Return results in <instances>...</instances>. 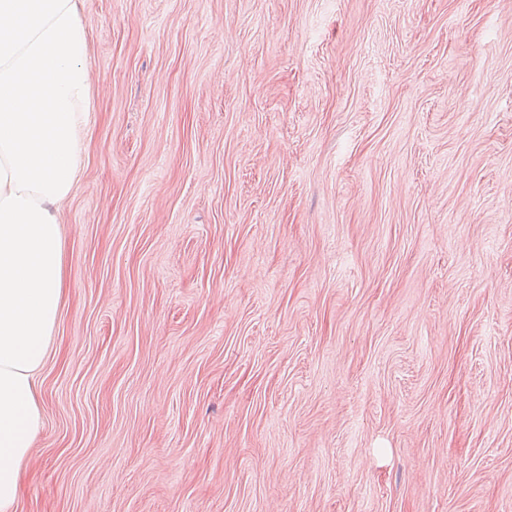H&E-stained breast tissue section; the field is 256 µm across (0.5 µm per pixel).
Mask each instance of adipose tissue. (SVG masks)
<instances>
[{"label":"adipose tissue","mask_w":512,"mask_h":512,"mask_svg":"<svg viewBox=\"0 0 512 512\" xmlns=\"http://www.w3.org/2000/svg\"><path fill=\"white\" fill-rule=\"evenodd\" d=\"M79 0H0V512H16L44 427L39 377L65 301L61 207L93 89Z\"/></svg>","instance_id":"adipose-tissue-1"}]
</instances>
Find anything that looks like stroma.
Returning a JSON list of instances; mask_svg holds the SVG:
<instances>
[{
    "label": "stroma",
    "instance_id": "obj_1",
    "mask_svg": "<svg viewBox=\"0 0 512 512\" xmlns=\"http://www.w3.org/2000/svg\"><path fill=\"white\" fill-rule=\"evenodd\" d=\"M82 17L17 512H512V0Z\"/></svg>",
    "mask_w": 512,
    "mask_h": 512
}]
</instances>
